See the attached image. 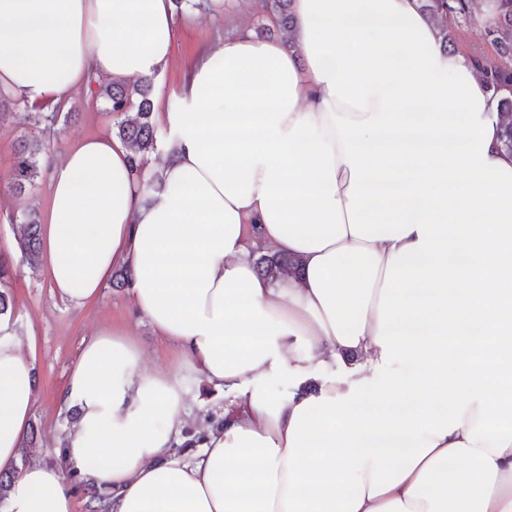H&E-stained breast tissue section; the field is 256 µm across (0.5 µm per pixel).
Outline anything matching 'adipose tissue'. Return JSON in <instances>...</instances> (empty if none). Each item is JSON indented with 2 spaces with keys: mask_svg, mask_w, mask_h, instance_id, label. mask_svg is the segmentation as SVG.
Instances as JSON below:
<instances>
[{
  "mask_svg": "<svg viewBox=\"0 0 512 512\" xmlns=\"http://www.w3.org/2000/svg\"><path fill=\"white\" fill-rule=\"evenodd\" d=\"M247 27L165 116L154 192L135 153L83 139L50 171L42 256L74 306L115 268L177 348L150 371L122 330L83 344L58 453L110 512H512V155L468 54L420 0H293ZM172 0H0V91L55 100L170 61ZM298 275L270 279L256 251ZM0 320V512H74L58 466L19 467L33 357ZM233 407L179 456L184 375ZM264 11L273 17L277 27L283 35L290 34L292 26L291 2L292 0H261ZM298 267V260L288 255H261L256 263L257 271L272 279L295 275Z\"/></svg>",
  "mask_w": 512,
  "mask_h": 512,
  "instance_id": "obj_1",
  "label": "adipose tissue"
}]
</instances>
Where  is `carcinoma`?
<instances>
[{"mask_svg": "<svg viewBox=\"0 0 512 512\" xmlns=\"http://www.w3.org/2000/svg\"><path fill=\"white\" fill-rule=\"evenodd\" d=\"M264 11L273 17L279 30L291 32L292 0H261ZM421 7L441 28L442 42L449 46L454 35L448 26L449 18H459L475 22L474 0H421ZM493 13L488 23L482 25L484 33L495 47L496 57L488 58L483 54L472 56L475 70L485 82L489 91L497 99L501 122V146L512 154V0H494ZM154 82L151 78L128 83L114 80L98 86L95 95L103 99L117 118V137L126 142L140 157L139 177L141 183L154 189L159 176L145 174V157L157 149V135L153 122ZM41 149H34L27 139L19 140L13 166L10 191L16 195L30 192L35 178L40 174L43 160L38 158ZM22 261L29 269L37 271L40 265L42 245L41 223L34 210L23 215L17 224ZM299 262L288 255H262L257 259V271L272 279L294 275ZM88 512H108L106 502L110 494L95 488L87 489Z\"/></svg>", "mask_w": 512, "mask_h": 512, "instance_id": "carcinoma-1", "label": "carcinoma"}]
</instances>
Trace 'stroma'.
Here are the masks:
<instances>
[{
	"mask_svg": "<svg viewBox=\"0 0 512 512\" xmlns=\"http://www.w3.org/2000/svg\"><path fill=\"white\" fill-rule=\"evenodd\" d=\"M258 23L257 13L249 11L246 0H187L178 18L173 61L154 80L155 111H184L181 88L200 56L239 26L253 29ZM54 106L50 100L21 104L9 107L0 116V255L12 257L15 269L8 283L14 297L10 329L32 337L38 374V397L31 420L38 438L35 447L28 449L27 458L49 463L57 462L55 450L70 426L66 413L58 409V398L85 339L115 325L126 329L140 345L146 369L166 370L178 364L175 348L137 314L129 290L105 286L96 299L78 308L52 292L46 271L31 272L20 260L11 220L32 207L47 211L48 191L47 178L42 175L33 194L18 197L10 192L19 137L36 138L51 157L59 158L85 138L117 131L116 117L106 111L93 90L80 89L67 96L62 108L72 112L70 122L48 127L30 120V113L49 112ZM185 384L195 397L184 430L190 440L200 436L207 426L220 422L224 393L191 377Z\"/></svg>",
	"mask_w": 512,
	"mask_h": 512,
	"instance_id": "1",
	"label": "stroma"
}]
</instances>
